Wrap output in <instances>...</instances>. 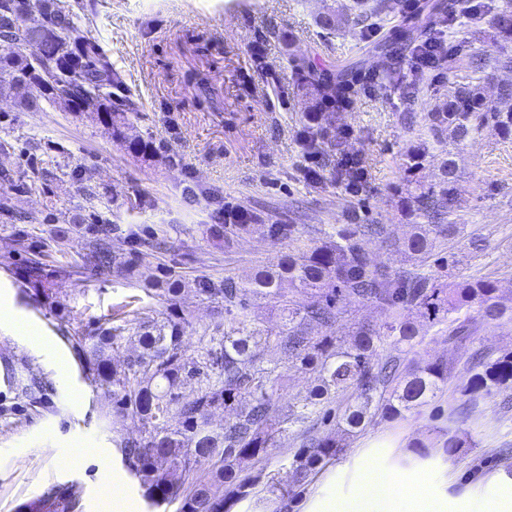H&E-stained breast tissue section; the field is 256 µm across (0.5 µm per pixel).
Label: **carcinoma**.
<instances>
[{"instance_id":"obj_1","label":"carcinoma","mask_w":512,"mask_h":512,"mask_svg":"<svg viewBox=\"0 0 512 512\" xmlns=\"http://www.w3.org/2000/svg\"><path fill=\"white\" fill-rule=\"evenodd\" d=\"M93 6L91 0H0V97L14 98L21 112H36L46 102L85 115L146 162L156 150L134 132L131 115L138 113V106L131 99L112 103V88L122 85L121 76L101 44L87 34ZM464 9L469 4L460 0H425L415 14L405 17V37L420 44ZM30 16L39 22L28 25ZM347 22L348 15L333 7L317 18L327 31ZM490 23L512 40L511 9L494 14ZM473 64L472 75L451 83L438 97L439 104L426 117L427 138L406 154L403 206L406 214L427 220L414 225L401 244L409 267L370 264L361 241L368 237L387 242L385 225L338 224L327 239L293 247L247 280L202 279L191 285L171 274L158 278L151 296L164 300V310L156 314L142 298L131 296L113 307L111 320L78 337L86 369L99 388L112 394L113 416L141 426L139 435H118L113 443L149 506L177 501L179 512H229L260 482V476L252 474L255 463L269 456L278 438L296 426L303 428L302 446L289 466L293 484L306 483L343 447L342 440L305 427L325 404L342 399L336 425L346 436L361 432L369 416L393 419L420 407L448 384V362L419 364L408 358L427 329L438 326L457 341L472 335L477 322L491 324L505 316L497 281L473 277L444 286L425 271L435 239L461 232V225L449 219L458 216L462 204L453 152H445L438 184L428 186L415 178L429 145L458 144L487 127L512 135V84L501 85L498 102L490 104L484 93L490 72L477 58ZM294 71L308 89L309 108L323 105L335 111L350 105L355 84L347 75L334 78L307 58L294 60ZM326 120L323 126L317 113H309L302 132L309 144L330 137L334 120ZM57 180L54 167L43 159L17 179L0 169V223H18V197L43 191ZM80 193L82 209L95 212L89 221L80 214L73 219L75 224H89L84 264L92 269L110 266L123 279L138 280V259L111 255V223L96 216L109 208L108 200L91 185L81 187ZM26 279L47 292L42 263L32 262ZM190 285L213 310V321L202 329L193 354L184 340L192 323L178 302L182 289ZM352 299L373 303L381 321L359 324L343 340L336 336V325L344 301ZM261 300L280 312L279 325L270 327L254 316ZM130 329L139 350L117 365L112 351ZM264 352L288 356L289 368L320 381L304 403L285 414L277 404L287 376L263 361ZM479 366L462 395L489 394L512 385V351L481 358ZM192 380L198 384L196 395L181 396V386ZM43 390L42 381L34 378L22 393L36 406L42 404ZM219 409L229 418L214 429L211 415ZM202 459L212 461L203 474L196 469ZM76 498L73 488L52 489L32 512H73Z\"/></svg>"}]
</instances>
